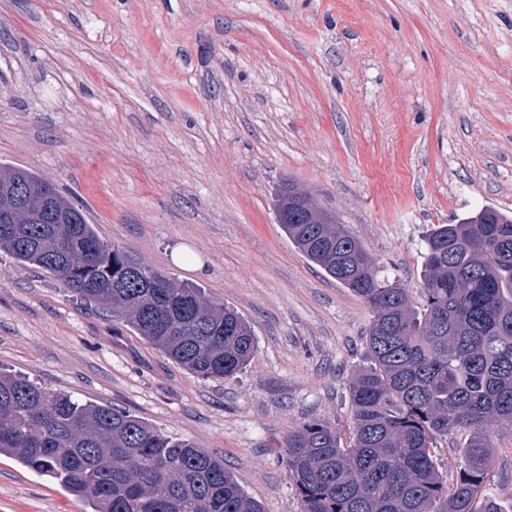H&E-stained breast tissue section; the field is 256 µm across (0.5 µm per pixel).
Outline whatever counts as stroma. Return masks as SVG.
<instances>
[{"label": "stroma", "instance_id": "1", "mask_svg": "<svg viewBox=\"0 0 512 512\" xmlns=\"http://www.w3.org/2000/svg\"><path fill=\"white\" fill-rule=\"evenodd\" d=\"M0 165L233 306L257 345L196 377L0 251V366L194 441L265 512H299L285 441L308 419L348 431L372 313L288 240L276 195L307 192L418 290L430 225L512 211V0H0ZM493 455L498 496L512 434ZM0 512L84 507L0 456Z\"/></svg>", "mask_w": 512, "mask_h": 512}]
</instances>
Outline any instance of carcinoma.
Here are the masks:
<instances>
[{"mask_svg": "<svg viewBox=\"0 0 512 512\" xmlns=\"http://www.w3.org/2000/svg\"><path fill=\"white\" fill-rule=\"evenodd\" d=\"M0 175L4 204L16 186L43 183L23 167L1 165ZM53 207V224L30 212L0 229V251L109 310L197 377L230 378L253 359L255 333L237 311L105 242L68 198ZM282 229L372 312L368 364L349 381L350 434L316 419L288 434L300 512H504L494 497L481 509L476 500L493 438L512 433V215L481 208L432 225L416 300L334 213ZM462 431L450 487L436 448ZM0 455L58 480L91 512H263L218 456L21 374L0 372Z\"/></svg>", "mask_w": 512, "mask_h": 512, "instance_id": "carcinoma-1", "label": "carcinoma"}]
</instances>
